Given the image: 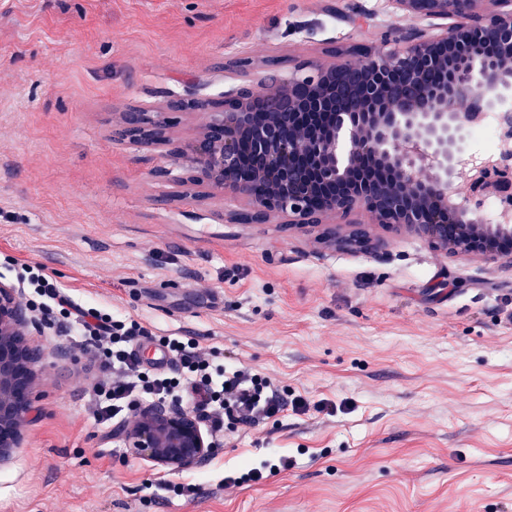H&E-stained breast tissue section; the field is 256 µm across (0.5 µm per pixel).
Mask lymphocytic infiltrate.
<instances>
[{
    "label": "lymphocytic infiltrate",
    "mask_w": 512,
    "mask_h": 512,
    "mask_svg": "<svg viewBox=\"0 0 512 512\" xmlns=\"http://www.w3.org/2000/svg\"><path fill=\"white\" fill-rule=\"evenodd\" d=\"M23 278L57 309L64 339L77 344L90 364L106 375L91 398L90 415L96 425L111 428L114 418L142 399L188 408L219 438L228 422L254 426L288 410L309 409L306 401L289 399L262 373L226 364L192 338L162 337L171 365L165 370L147 368L138 350L147 335L140 323L83 305L54 286L41 268L25 267Z\"/></svg>",
    "instance_id": "1"
}]
</instances>
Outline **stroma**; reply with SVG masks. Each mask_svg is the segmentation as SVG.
I'll return each instance as SVG.
<instances>
[{
    "label": "stroma",
    "mask_w": 512,
    "mask_h": 512,
    "mask_svg": "<svg viewBox=\"0 0 512 512\" xmlns=\"http://www.w3.org/2000/svg\"><path fill=\"white\" fill-rule=\"evenodd\" d=\"M394 21L387 0H0V281L42 266L310 406L238 427L201 466L156 467L94 424L102 373L33 313L34 411L0 512H512V276L409 234L378 258L228 223L240 201L170 178L192 125L154 150L112 136L128 108L257 84L275 57L380 49ZM279 464L265 462L261 468H250L246 472H242L238 476H227L224 479L225 488L240 487L244 484L256 483L264 478V473L268 470L269 472H275L280 470V467H288V462L278 461Z\"/></svg>",
    "instance_id": "stroma-1"
}]
</instances>
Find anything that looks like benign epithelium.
<instances>
[{"label":"benign epithelium","mask_w":512,"mask_h":512,"mask_svg":"<svg viewBox=\"0 0 512 512\" xmlns=\"http://www.w3.org/2000/svg\"><path fill=\"white\" fill-rule=\"evenodd\" d=\"M403 19L445 20L441 32H389L394 47L354 46L341 59L296 62L183 108L173 97L153 110L120 113L113 134L142 148L170 141L178 115H197L177 148L175 180L196 197L233 196L231 224L321 228L319 241L381 258L377 235L406 233L449 257L512 272V166L486 158L465 167V134L512 77V0H388ZM442 70L445 80L428 81ZM365 214L369 222L336 221ZM28 307L0 281V464L20 447L31 410ZM132 455L171 471L215 450L198 420L177 405L137 408L121 431Z\"/></svg>","instance_id":"7a95c632"}]
</instances>
